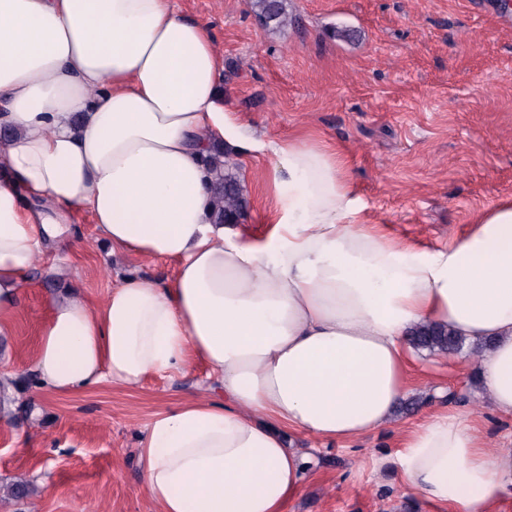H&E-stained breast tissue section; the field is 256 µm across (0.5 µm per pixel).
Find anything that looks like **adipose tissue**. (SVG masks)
<instances>
[{
	"label": "adipose tissue",
	"mask_w": 512,
	"mask_h": 512,
	"mask_svg": "<svg viewBox=\"0 0 512 512\" xmlns=\"http://www.w3.org/2000/svg\"><path fill=\"white\" fill-rule=\"evenodd\" d=\"M222 60L173 0H0V336L25 276L88 212L113 252L175 261L163 286L127 276L93 305L57 291L33 354L37 388H127L201 361L215 396L155 415L139 450L160 512H282L307 456L278 426L347 440L390 425L407 336L427 322L493 346L475 369L512 416V199L452 245L420 251L369 223L340 148L274 143L277 205L261 235L218 223L205 164L256 149L217 103ZM450 512L512 495V448L434 414L395 457Z\"/></svg>",
	"instance_id": "obj_1"
}]
</instances>
